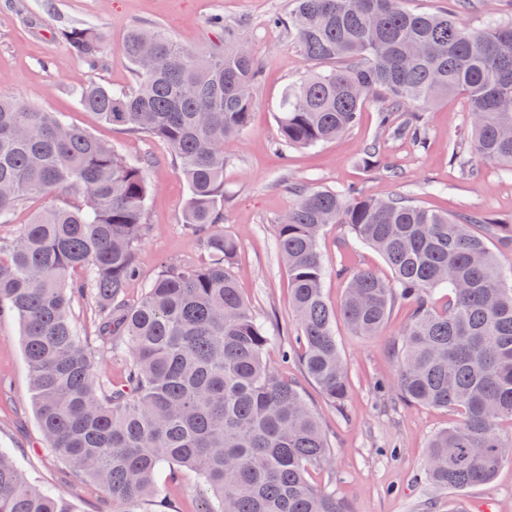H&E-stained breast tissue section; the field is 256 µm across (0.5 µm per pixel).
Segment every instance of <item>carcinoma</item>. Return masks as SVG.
Masks as SVG:
<instances>
[{
	"label": "carcinoma",
	"mask_w": 512,
	"mask_h": 512,
	"mask_svg": "<svg viewBox=\"0 0 512 512\" xmlns=\"http://www.w3.org/2000/svg\"><path fill=\"white\" fill-rule=\"evenodd\" d=\"M481 28L452 13L411 10L405 0H294L277 22L305 58L334 63L287 86L276 123L280 144L316 147L356 126L374 95L379 127L417 144L427 110L466 95L478 160L512 174V19L485 15ZM63 38L82 64L103 53L94 29ZM123 51L137 84L72 88L104 122L163 140L189 189L184 224L203 253L169 263L129 306L152 188L149 160L131 159L57 112L0 96V224L18 204L50 198L15 233L0 234V312L22 327L31 400L44 447L81 470L112 512H151L153 477L167 465L199 478L205 512H350L309 471L332 462L319 415L298 385L265 360L268 327L252 313L232 265L240 249L224 234V146L249 126L259 66L251 50L201 53L159 28L135 27ZM366 143L361 162L378 161ZM275 221V248L288 276L304 371L328 404L343 407L348 371L336 341V312L357 336H378L393 308L413 305L394 344L395 399L452 409L459 422L428 442L424 480L457 492L490 483L512 462V284L487 241L512 246V225L474 212L448 216L401 195L377 197L305 184ZM344 228L391 270L348 273L340 310L323 294L324 230ZM448 291L444 309L430 292ZM88 301L92 339L78 335L72 303ZM128 358L120 382L100 353ZM0 512H75L61 495L31 484L0 448Z\"/></svg>",
	"instance_id": "carcinoma-1"
}]
</instances>
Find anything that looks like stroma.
Here are the masks:
<instances>
[{
    "label": "stroma",
    "mask_w": 512,
    "mask_h": 512,
    "mask_svg": "<svg viewBox=\"0 0 512 512\" xmlns=\"http://www.w3.org/2000/svg\"><path fill=\"white\" fill-rule=\"evenodd\" d=\"M291 8L292 0H0V95L63 113L123 154L149 159L147 230L138 251V276L125 291L133 305L156 276L160 261L192 263L200 257L198 242L183 224L187 184L165 142L103 122L80 106L71 88L80 83L134 87L132 65L121 45L136 25L161 27L196 51H209L227 39L245 42L260 77L251 123L226 148L231 161L224 170V231L240 242L233 273L241 294L272 335L265 359L303 390L333 450L332 467L312 469L310 482L334 492L351 512H481L485 507L512 512V464L464 497L424 481L428 441L453 425L457 415L405 405L379 391V383L395 372L392 344L408 321L407 306H396L384 333L369 338L353 335L344 321H337L336 339L350 383L343 410L327 403L299 361L282 359L297 324L289 306L288 276L275 252L274 222L293 203L296 185L312 181L380 196L407 193L440 213L473 211L489 221L512 224V178L489 162L480 163L478 176L470 177L449 161V139L469 122V102L461 94L430 108L425 147L384 138L380 159L372 167L363 166L359 157L377 134L379 104L373 98L358 124L335 142L317 149L279 147L275 112L281 94L311 67L290 41L287 28L269 22L271 16H287ZM217 15L224 18L223 28L209 23ZM72 24L98 32L104 54L95 68L82 65L62 39V29ZM390 164L403 170L402 181L389 178ZM347 241L342 229L331 226L319 244L328 268L324 295L335 309L344 294L338 269ZM0 446L12 451L31 483L64 495L76 512H101L103 505L87 478L58 462L43 445L20 325L8 316L0 318ZM154 484L170 512H202L205 503L194 473L176 479L164 466Z\"/></svg>",
    "instance_id": "1"
}]
</instances>
